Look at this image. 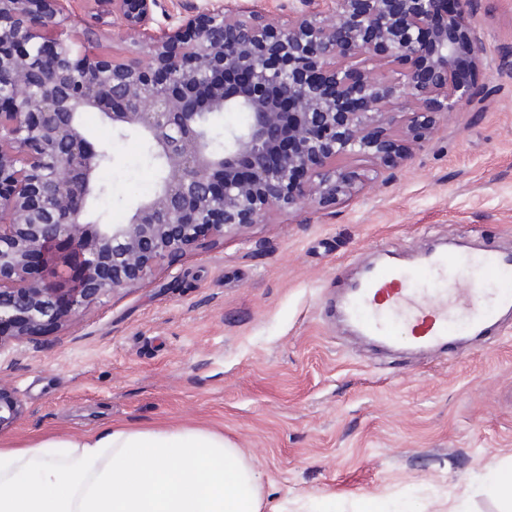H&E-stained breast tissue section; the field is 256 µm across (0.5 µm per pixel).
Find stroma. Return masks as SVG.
<instances>
[{
    "mask_svg": "<svg viewBox=\"0 0 512 512\" xmlns=\"http://www.w3.org/2000/svg\"><path fill=\"white\" fill-rule=\"evenodd\" d=\"M287 16L299 0H158L151 35L176 28L186 2ZM59 31L93 53L146 64L111 0H62ZM473 23L490 57L512 46V0H480ZM479 94L444 114L433 137L358 196L274 213L160 263L137 286L0 352V386L25 412L0 445L60 434L202 427L262 475L267 512H501L483 488L512 463V320L452 361L383 356L327 307L359 277V258L403 255L434 237L512 247V73L472 75ZM87 133L111 155L104 223H127L156 188L146 147L118 138L100 112Z\"/></svg>",
    "mask_w": 512,
    "mask_h": 512,
    "instance_id": "35a3bbf8",
    "label": "stroma"
}]
</instances>
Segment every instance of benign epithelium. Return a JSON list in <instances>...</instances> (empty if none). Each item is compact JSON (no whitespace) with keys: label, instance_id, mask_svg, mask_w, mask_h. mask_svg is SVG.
Masks as SVG:
<instances>
[{"label":"benign epithelium","instance_id":"1","mask_svg":"<svg viewBox=\"0 0 512 512\" xmlns=\"http://www.w3.org/2000/svg\"><path fill=\"white\" fill-rule=\"evenodd\" d=\"M59 0H0V350L36 336L206 237L264 222L281 208L327 207L420 146L437 116L476 88L457 58L487 61L471 24L478 0H329L284 21L214 10L147 44L149 64L35 40ZM157 0H112L126 36ZM97 110L120 137L139 135L159 169L155 193L125 224L92 218L108 152L83 131ZM229 111L247 123L212 129ZM23 402L0 387V426Z\"/></svg>","mask_w":512,"mask_h":512}]
</instances>
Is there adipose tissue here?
<instances>
[{
    "label": "adipose tissue",
    "mask_w": 512,
    "mask_h": 512,
    "mask_svg": "<svg viewBox=\"0 0 512 512\" xmlns=\"http://www.w3.org/2000/svg\"><path fill=\"white\" fill-rule=\"evenodd\" d=\"M261 509L260 474L223 434L202 428L108 427L0 448V512Z\"/></svg>",
    "instance_id": "ef3b65f1"
}]
</instances>
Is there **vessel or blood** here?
<instances>
[{"label":"vessel or blood","mask_w":512,"mask_h":512,"mask_svg":"<svg viewBox=\"0 0 512 512\" xmlns=\"http://www.w3.org/2000/svg\"><path fill=\"white\" fill-rule=\"evenodd\" d=\"M345 314L359 336L395 348L457 354L465 336L484 334L512 309V251L422 250L415 264L363 262ZM465 289H457L462 275Z\"/></svg>","instance_id":"obj_1"}]
</instances>
